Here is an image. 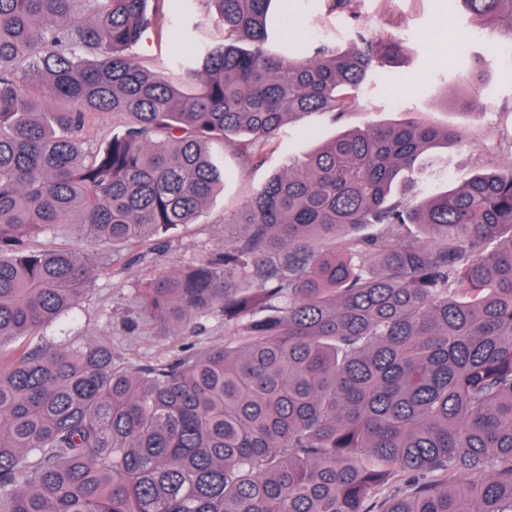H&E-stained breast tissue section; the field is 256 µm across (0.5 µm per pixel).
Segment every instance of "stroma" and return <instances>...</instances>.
I'll return each instance as SVG.
<instances>
[{
    "label": "stroma",
    "mask_w": 512,
    "mask_h": 512,
    "mask_svg": "<svg viewBox=\"0 0 512 512\" xmlns=\"http://www.w3.org/2000/svg\"><path fill=\"white\" fill-rule=\"evenodd\" d=\"M283 32L313 42L333 31L339 46L356 33L378 43L396 42L402 54L387 58L372 82L357 93L353 110L340 122L314 112L288 126L282 137L265 146L266 162L243 165L232 150L224 152L227 176L197 223L157 232L140 249L111 252L77 233L61 232L57 240L89 255L92 263L109 264V277L96 280L76 313L44 328L46 342L59 345L90 339L111 344L114 357L143 366L171 359L182 348L201 350L228 337L224 315L214 311L181 321H157L143 303L144 288L164 272L187 268L205 251L224 244V219L239 211L254 189L282 170L288 157L308 152L346 130L420 119L463 129V143L439 147L448 162V186L470 178L487 158L512 167V66L498 68L490 81H472L461 56H488L491 38L475 37L457 0H356L353 14L329 13L325 0H288L279 13ZM161 32H148L134 53L149 66L168 49L189 51L182 22L171 14L160 19Z\"/></svg>",
    "instance_id": "1"
}]
</instances>
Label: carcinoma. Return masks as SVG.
Returning <instances> with one entry per match:
<instances>
[{
    "mask_svg": "<svg viewBox=\"0 0 512 512\" xmlns=\"http://www.w3.org/2000/svg\"><path fill=\"white\" fill-rule=\"evenodd\" d=\"M158 2L210 13L190 53L147 67L148 0H0L1 341L37 338L106 274L39 237L129 250L197 223L225 146L262 164L289 121L343 118L400 49L282 45L275 0ZM459 2L512 44V0ZM98 112L126 121L92 148ZM462 138L367 125L260 185L224 219L239 235L143 294L162 319L223 312L221 346L135 368L94 340L10 356L0 512H512V169L436 192L435 149Z\"/></svg>",
    "mask_w": 512,
    "mask_h": 512,
    "instance_id": "1",
    "label": "carcinoma"
}]
</instances>
